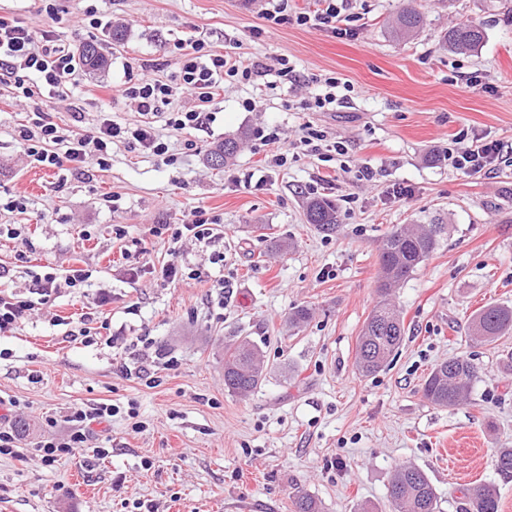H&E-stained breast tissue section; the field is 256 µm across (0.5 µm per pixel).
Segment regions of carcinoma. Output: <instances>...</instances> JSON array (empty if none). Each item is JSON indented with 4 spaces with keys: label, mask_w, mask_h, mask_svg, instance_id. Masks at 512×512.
Listing matches in <instances>:
<instances>
[{
    "label": "carcinoma",
    "mask_w": 512,
    "mask_h": 512,
    "mask_svg": "<svg viewBox=\"0 0 512 512\" xmlns=\"http://www.w3.org/2000/svg\"><path fill=\"white\" fill-rule=\"evenodd\" d=\"M425 24L423 13L413 7L402 8L388 23L391 36L404 40L419 32ZM483 27L459 23L443 35L448 49L457 53L478 50L485 41ZM82 65L98 70L105 64L97 43L89 41L80 48ZM239 148L236 138H227L211 151L208 161L220 167L233 158ZM307 221L324 233H334L338 227L336 206L322 197L311 199L306 206ZM441 224H427L417 229L395 227L387 232L379 245V301L367 318L358 339L356 367L364 376L384 368L393 359L406 335L403 317L391 296L395 288L405 282L432 255L438 245ZM472 337L483 343H492L512 333V307L487 305L471 320ZM264 373L262 351L243 338L224 347V387L234 394H246L257 388ZM479 369L469 358L452 357L428 374L422 392L431 404L452 408L468 399ZM497 471L512 477V448H501L495 459ZM387 498L391 512H436V490L427 474L413 465L397 467L389 481ZM465 512H499L500 499L490 485H476L468 489ZM296 512H319L316 500L306 491L295 492Z\"/></svg>",
    "instance_id": "cac0c4a2"
}]
</instances>
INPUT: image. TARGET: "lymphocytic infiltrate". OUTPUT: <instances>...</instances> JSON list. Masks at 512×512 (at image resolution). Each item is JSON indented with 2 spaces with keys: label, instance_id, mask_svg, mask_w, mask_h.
Wrapping results in <instances>:
<instances>
[{
  "label": "lymphocytic infiltrate",
  "instance_id": "1",
  "mask_svg": "<svg viewBox=\"0 0 512 512\" xmlns=\"http://www.w3.org/2000/svg\"><path fill=\"white\" fill-rule=\"evenodd\" d=\"M78 71L74 53L59 43L54 31L34 33L22 22L0 16V84L12 87L16 98L30 99L48 89L62 92ZM275 75L280 80L296 83L297 75L286 56H279L275 66L241 60L228 53L209 49L206 41L197 40L190 53L184 54L178 76L163 79L145 73L123 88L125 98L134 102L142 116L139 125L124 126L112 119L100 121L96 130L83 137H68L61 127L49 120L46 113H33L30 122L18 130L17 140L25 154L46 167L84 168L88 161L106 166L114 143L156 156L166 155L167 142L157 134L153 121L164 118L174 131L195 129L208 121V104L216 90L230 80L248 81ZM190 96V106L176 109V96ZM503 149L501 143L475 137L458 148L452 157L456 169L493 172ZM118 407L100 404L73 409L67 417L70 429L65 437H46L35 444L44 465L50 466L73 449L84 447L92 423L103 422L118 414Z\"/></svg>",
  "mask_w": 512,
  "mask_h": 512
}]
</instances>
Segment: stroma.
Segmentation results:
<instances>
[{"label":"stroma","mask_w":512,"mask_h":512,"mask_svg":"<svg viewBox=\"0 0 512 512\" xmlns=\"http://www.w3.org/2000/svg\"><path fill=\"white\" fill-rule=\"evenodd\" d=\"M403 4L356 0V34L340 37L270 25L272 0H0V15L55 30L74 50L99 41L107 58L60 95L18 103L0 85V286L28 292L45 267L90 274L0 335V399L17 401L31 425L20 456H0V512H295L299 487L321 512H388L402 464L428 475L438 512H462L478 482L496 484L500 512H512V478L494 465L499 449L512 448V333L490 345L466 336L477 309L512 306V157L489 175L447 158L465 134L512 144V0H415L426 24L397 42L388 22ZM458 22L485 29L478 51L443 45ZM117 25L120 44L109 37ZM197 39L269 64L287 55L312 92L324 75L353 90L334 110L303 112L287 85L225 83L209 124L175 132L156 122L171 164L120 143L106 167L81 173L23 155L15 131L33 111L73 136L105 115L136 124L116 86L144 70L174 75ZM307 122L348 144V155L310 156L300 141ZM271 128L277 141L260 138ZM240 133L236 156L211 167L209 152ZM288 147L287 163L275 165ZM399 186L408 196L393 197ZM314 193L341 213L333 235L306 221ZM11 200L22 210H5ZM198 207L217 218L215 239L155 233L188 223ZM436 218L446 233L395 292L404 341L387 366L360 375L356 344L376 303L379 241L392 226ZM171 262L201 280L154 275ZM301 306L311 316L290 330L287 317ZM236 336L258 344L268 365L245 397L224 387V343ZM456 356L480 368L469 400L430 404L427 375ZM100 403L119 414L92 424L89 447L43 465L34 445L46 418L64 432L72 408Z\"/></svg>","instance_id":"obj_1"}]
</instances>
